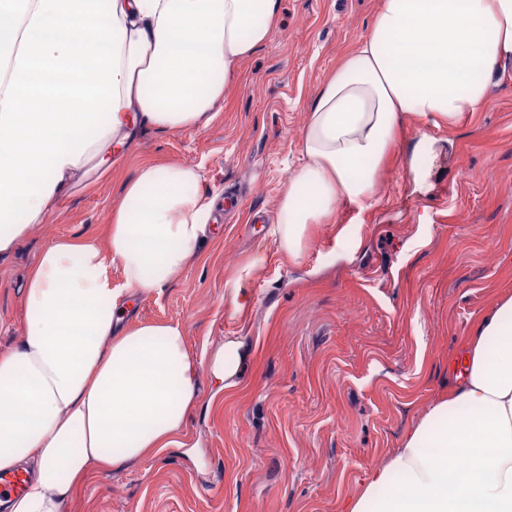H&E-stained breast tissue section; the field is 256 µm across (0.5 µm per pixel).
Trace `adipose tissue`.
<instances>
[{
	"label": "adipose tissue",
	"instance_id": "ef3b65f1",
	"mask_svg": "<svg viewBox=\"0 0 512 512\" xmlns=\"http://www.w3.org/2000/svg\"><path fill=\"white\" fill-rule=\"evenodd\" d=\"M280 0H0V257L142 129H197L267 43ZM512 61V0H380L316 92L269 234L299 260L315 225L375 198L407 118L484 111ZM200 167L142 165L99 237L46 245L18 344L0 350L8 512H68L92 475L176 444L199 400L180 323L128 320L199 262L215 200ZM120 282H113V270ZM468 369L367 474L348 512H512V297L466 344ZM438 454H431V447ZM455 458L467 464L452 466Z\"/></svg>",
	"mask_w": 512,
	"mask_h": 512
}]
</instances>
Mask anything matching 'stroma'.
Segmentation results:
<instances>
[{
	"label": "stroma",
	"mask_w": 512,
	"mask_h": 512,
	"mask_svg": "<svg viewBox=\"0 0 512 512\" xmlns=\"http://www.w3.org/2000/svg\"><path fill=\"white\" fill-rule=\"evenodd\" d=\"M378 5L281 0L269 41L207 126L144 130L109 176L0 258L3 350L21 336L41 249L100 234L140 165H199L203 191L242 197L217 216L200 261L133 311L181 323L190 349L209 357L243 342L234 388H218L201 365L200 404L178 445L93 476L69 512H345L367 472L455 383L451 363L475 324L512 295V62L485 111L439 128L408 119L376 198L340 206L299 261L253 222L255 212L277 214L302 161L309 103ZM423 130L430 148L416 157Z\"/></svg>",
	"instance_id": "stroma-1"
}]
</instances>
